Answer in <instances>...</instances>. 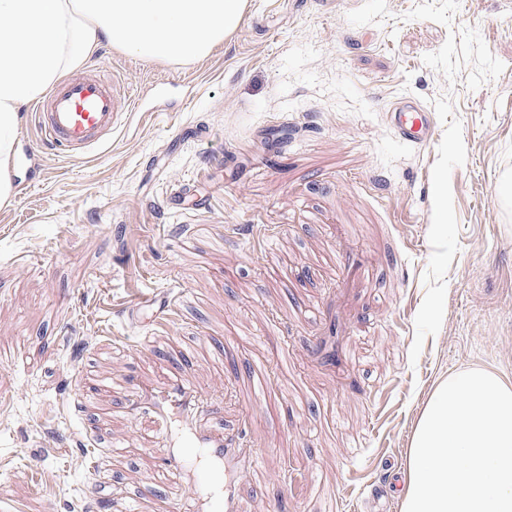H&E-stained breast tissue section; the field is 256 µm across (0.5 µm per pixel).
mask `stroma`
Returning <instances> with one entry per match:
<instances>
[{"label":"stroma","mask_w":512,"mask_h":512,"mask_svg":"<svg viewBox=\"0 0 512 512\" xmlns=\"http://www.w3.org/2000/svg\"><path fill=\"white\" fill-rule=\"evenodd\" d=\"M85 68L142 109L83 158L35 152L19 113L0 512H68L79 450L132 432L93 495L163 499L191 438L154 407L176 381L209 387L212 432L263 455L223 478L236 512H377L438 379L512 376V0H249L202 59L106 45ZM405 92L434 111L428 147L387 128ZM340 251L370 274L345 278Z\"/></svg>","instance_id":"stroma-1"}]
</instances>
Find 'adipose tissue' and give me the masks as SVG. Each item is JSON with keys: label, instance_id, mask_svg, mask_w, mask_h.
Returning a JSON list of instances; mask_svg holds the SVG:
<instances>
[{"label": "adipose tissue", "instance_id": "ef3b65f1", "mask_svg": "<svg viewBox=\"0 0 512 512\" xmlns=\"http://www.w3.org/2000/svg\"><path fill=\"white\" fill-rule=\"evenodd\" d=\"M248 0H0V203L21 107L100 46L191 62L238 29ZM402 512H512V377L482 366L440 379L407 453Z\"/></svg>", "mask_w": 512, "mask_h": 512}]
</instances>
